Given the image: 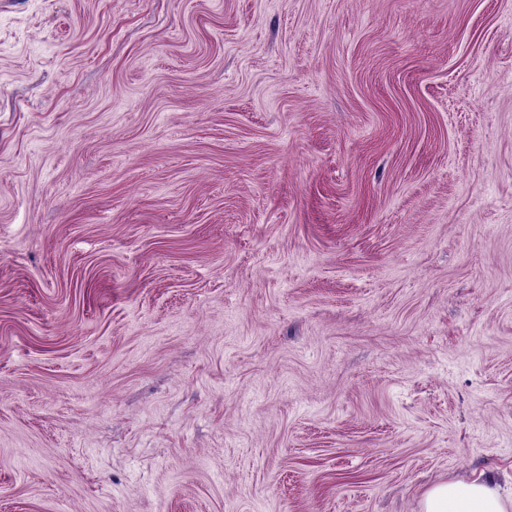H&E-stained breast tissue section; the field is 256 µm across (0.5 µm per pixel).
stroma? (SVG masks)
<instances>
[{
    "label": "stroma",
    "mask_w": 512,
    "mask_h": 512,
    "mask_svg": "<svg viewBox=\"0 0 512 512\" xmlns=\"http://www.w3.org/2000/svg\"><path fill=\"white\" fill-rule=\"evenodd\" d=\"M512 485V0H0V512H418ZM511 499L490 479L448 481L426 490L419 512H510Z\"/></svg>",
    "instance_id": "stroma-1"
}]
</instances>
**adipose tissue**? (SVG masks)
<instances>
[{
  "label": "adipose tissue",
  "instance_id": "ef3b65f1",
  "mask_svg": "<svg viewBox=\"0 0 512 512\" xmlns=\"http://www.w3.org/2000/svg\"><path fill=\"white\" fill-rule=\"evenodd\" d=\"M420 512H512V498L489 479L448 481L423 493Z\"/></svg>",
  "mask_w": 512,
  "mask_h": 512
}]
</instances>
